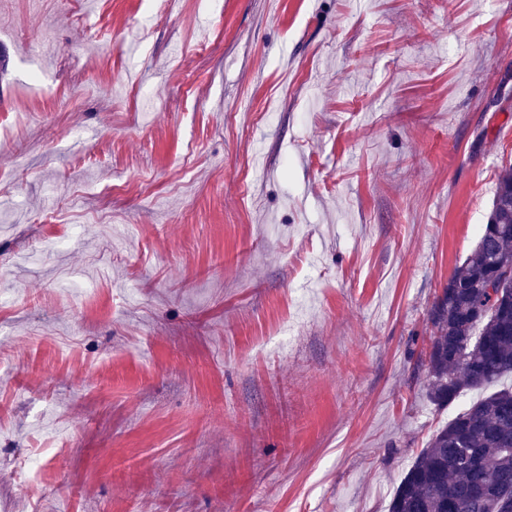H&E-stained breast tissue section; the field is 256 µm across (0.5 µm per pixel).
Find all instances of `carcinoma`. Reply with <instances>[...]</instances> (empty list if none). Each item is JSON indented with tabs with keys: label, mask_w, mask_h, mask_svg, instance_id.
<instances>
[{
	"label": "carcinoma",
	"mask_w": 512,
	"mask_h": 512,
	"mask_svg": "<svg viewBox=\"0 0 512 512\" xmlns=\"http://www.w3.org/2000/svg\"><path fill=\"white\" fill-rule=\"evenodd\" d=\"M512 165L498 177L476 247L428 310L426 397L446 406L512 374ZM512 488V389L436 430L397 486L389 512H496Z\"/></svg>",
	"instance_id": "obj_1"
}]
</instances>
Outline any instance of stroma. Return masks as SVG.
<instances>
[{"label": "stroma", "mask_w": 512, "mask_h": 512, "mask_svg": "<svg viewBox=\"0 0 512 512\" xmlns=\"http://www.w3.org/2000/svg\"><path fill=\"white\" fill-rule=\"evenodd\" d=\"M0 47V512H388L488 394L421 358L512 0H0Z\"/></svg>", "instance_id": "obj_1"}]
</instances>
